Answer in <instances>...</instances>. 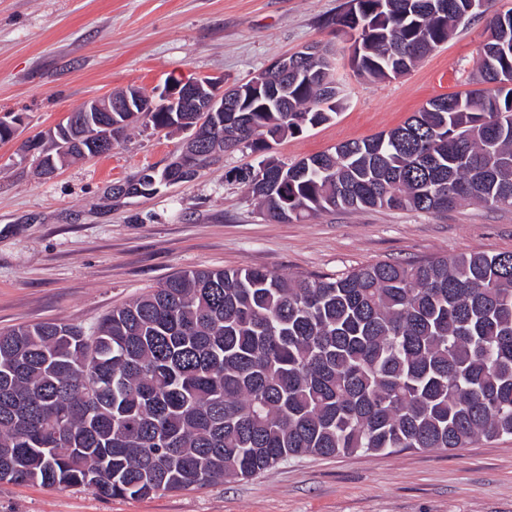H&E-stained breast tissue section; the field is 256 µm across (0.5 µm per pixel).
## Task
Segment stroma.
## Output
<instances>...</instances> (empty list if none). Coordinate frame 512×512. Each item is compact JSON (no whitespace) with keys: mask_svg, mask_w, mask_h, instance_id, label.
Masks as SVG:
<instances>
[{"mask_svg":"<svg viewBox=\"0 0 512 512\" xmlns=\"http://www.w3.org/2000/svg\"><path fill=\"white\" fill-rule=\"evenodd\" d=\"M344 0H0V331L44 321L92 330L112 308L186 269L240 265L336 275L362 264L512 251V209L428 214L336 211L267 219L229 170L238 150L189 182L116 198L114 184L163 168L183 134L137 127L111 152L38 175L24 143L93 97L171 80H249L319 42L336 51L344 105L329 123L274 143L285 163L401 125L427 101L474 87L485 20L461 27L407 75L358 77L330 21ZM0 512H512V438L452 451L293 458L244 480L103 498L92 489L0 483Z\"/></svg>","mask_w":512,"mask_h":512,"instance_id":"1","label":"stroma"}]
</instances>
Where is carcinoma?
Listing matches in <instances>:
<instances>
[{
  "label": "carcinoma",
  "instance_id": "1",
  "mask_svg": "<svg viewBox=\"0 0 512 512\" xmlns=\"http://www.w3.org/2000/svg\"><path fill=\"white\" fill-rule=\"evenodd\" d=\"M357 75H404L480 16V0H348ZM486 91L429 100L402 125L285 164L269 141L336 116L330 51L297 55L274 98L237 112H72L42 174L101 156L140 123L199 127L200 170L245 147L236 178L274 221L364 208H512V8L482 43ZM512 437V253L379 261L334 277L186 270L112 309L0 332V482L145 497L248 479L291 458L465 448Z\"/></svg>",
  "mask_w": 512,
  "mask_h": 512
}]
</instances>
